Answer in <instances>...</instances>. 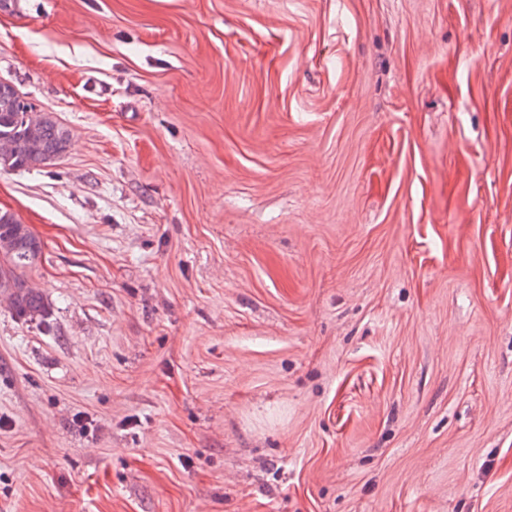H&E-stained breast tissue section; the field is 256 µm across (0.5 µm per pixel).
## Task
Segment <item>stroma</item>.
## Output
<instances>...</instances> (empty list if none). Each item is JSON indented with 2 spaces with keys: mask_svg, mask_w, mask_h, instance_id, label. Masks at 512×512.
<instances>
[{
  "mask_svg": "<svg viewBox=\"0 0 512 512\" xmlns=\"http://www.w3.org/2000/svg\"><path fill=\"white\" fill-rule=\"evenodd\" d=\"M0 81V512H512V0H0ZM69 140L67 128L49 113L38 112L14 85L0 81V145L22 144L18 151L0 156L1 170H27L52 162L63 155ZM0 210V287L10 295L9 304L15 316L26 319L46 313L42 294L24 278V270L42 252L41 241L12 213ZM7 249L1 251V244Z\"/></svg>",
  "mask_w": 512,
  "mask_h": 512,
  "instance_id": "1",
  "label": "stroma"
}]
</instances>
